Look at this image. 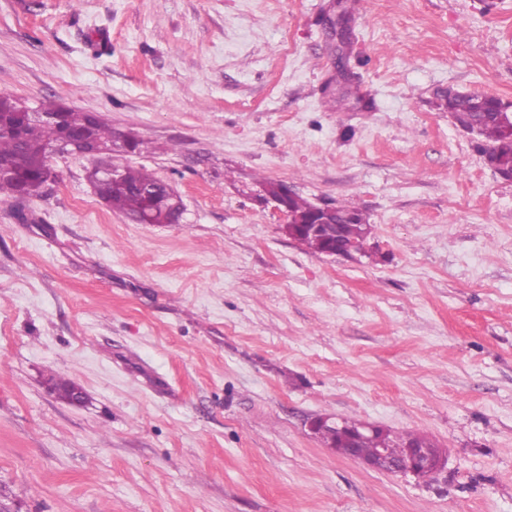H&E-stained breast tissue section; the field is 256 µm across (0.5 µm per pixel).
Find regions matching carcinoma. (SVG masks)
I'll return each instance as SVG.
<instances>
[{
  "mask_svg": "<svg viewBox=\"0 0 512 512\" xmlns=\"http://www.w3.org/2000/svg\"><path fill=\"white\" fill-rule=\"evenodd\" d=\"M446 108L455 123L466 129L476 126L487 149L501 161L512 164V132H505L493 113L500 111L499 101L493 96H484L483 104H477L472 93L450 92L446 97ZM50 112L61 113L60 121L43 123L30 120L25 108L15 99L0 95V161L11 165V173L0 177V199H20L22 195L38 197L44 191L43 177L52 171L48 146L62 132L83 135L95 145L114 150L120 147L118 133L102 119L91 121L86 112H75L56 105ZM95 181L94 193L112 210L149 224H178L183 210L177 204L178 195L163 180L142 169L124 166L115 179H96V172L89 174ZM288 212L302 217L312 208V202L295 194L286 200ZM343 214L355 218L354 224L339 227L337 246H355L363 239L367 219L362 212L339 205ZM317 437L329 448L344 451L352 447L351 440L343 433L327 426L316 431ZM431 448L442 454L438 446L426 435L417 432H395L381 427L363 433L357 443V452L363 458H373L379 449L399 459L410 448Z\"/></svg>",
  "mask_w": 512,
  "mask_h": 512,
  "instance_id": "1",
  "label": "carcinoma"
}]
</instances>
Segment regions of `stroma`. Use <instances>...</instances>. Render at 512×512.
Masks as SVG:
<instances>
[{
	"label": "stroma",
	"instance_id": "35a3bbf8",
	"mask_svg": "<svg viewBox=\"0 0 512 512\" xmlns=\"http://www.w3.org/2000/svg\"><path fill=\"white\" fill-rule=\"evenodd\" d=\"M490 2L0 0V94L133 132L125 163L186 207L133 222L79 155L0 200L1 501L512 512V182L445 107L512 111V0ZM264 178L362 211L364 251L291 239ZM326 414L424 433L446 464L368 469L310 431Z\"/></svg>",
	"mask_w": 512,
	"mask_h": 512
}]
</instances>
